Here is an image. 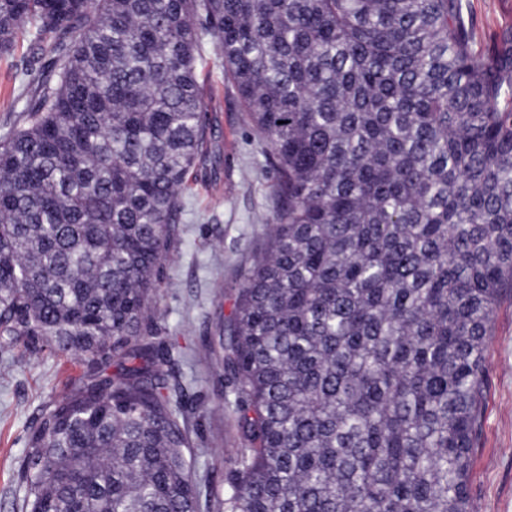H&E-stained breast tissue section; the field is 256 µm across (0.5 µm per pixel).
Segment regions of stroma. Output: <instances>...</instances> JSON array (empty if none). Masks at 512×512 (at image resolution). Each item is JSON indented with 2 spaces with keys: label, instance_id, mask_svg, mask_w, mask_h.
<instances>
[{
  "label": "stroma",
  "instance_id": "obj_1",
  "mask_svg": "<svg viewBox=\"0 0 512 512\" xmlns=\"http://www.w3.org/2000/svg\"><path fill=\"white\" fill-rule=\"evenodd\" d=\"M464 16L482 52L501 49L512 32V0H463ZM38 48L21 37L0 55V136L23 128L28 115L18 78ZM211 106L210 159L197 170L185 222L170 244L156 301L146 311V335L160 368L179 390L192 432L201 503L224 493L237 432L224 402V371L209 352L231 310V297L268 246L275 215L273 171L235 89L213 54L198 62ZM488 380L468 484L473 512H512V300L494 312L485 350ZM87 367L42 344L0 352V512H21L20 475L28 437L42 414L85 376Z\"/></svg>",
  "mask_w": 512,
  "mask_h": 512
}]
</instances>
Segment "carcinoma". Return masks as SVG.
Wrapping results in <instances>:
<instances>
[{
	"mask_svg": "<svg viewBox=\"0 0 512 512\" xmlns=\"http://www.w3.org/2000/svg\"><path fill=\"white\" fill-rule=\"evenodd\" d=\"M28 126L0 139V347L92 369L23 457L22 512H197L144 314L209 151L210 48L276 173L224 318L241 435L214 512H471L487 336L512 292V39L463 0H0ZM463 5L475 48L489 53L501 49L512 32V0H463Z\"/></svg>",
	"mask_w": 512,
	"mask_h": 512,
	"instance_id": "carcinoma-1",
	"label": "carcinoma"
}]
</instances>
